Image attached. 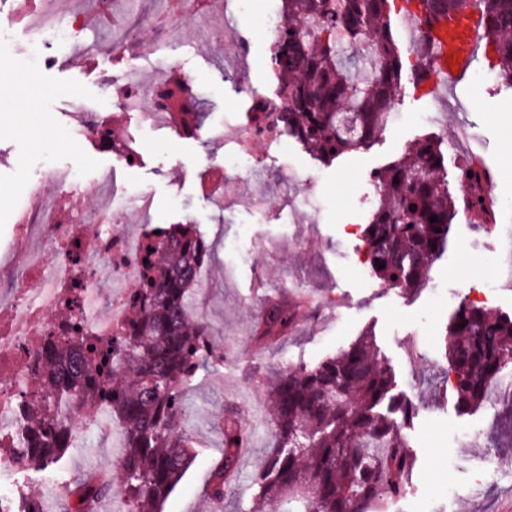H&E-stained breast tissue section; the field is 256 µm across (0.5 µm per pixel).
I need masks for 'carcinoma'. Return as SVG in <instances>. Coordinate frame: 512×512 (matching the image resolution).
I'll use <instances>...</instances> for the list:
<instances>
[{
	"label": "carcinoma",
	"mask_w": 512,
	"mask_h": 512,
	"mask_svg": "<svg viewBox=\"0 0 512 512\" xmlns=\"http://www.w3.org/2000/svg\"><path fill=\"white\" fill-rule=\"evenodd\" d=\"M423 22L403 47L394 0H283V27L268 67L286 106L254 112L260 126L291 138L325 162L366 149L387 128L401 85L404 58H413L414 85L424 94L437 71L441 19L477 10L487 31L486 58L512 82V0H405ZM169 85L167 113L174 131L190 137L204 113L195 96ZM488 170L478 160L459 167L469 191L458 198L448 184V142L424 135L408 152L375 173L379 202L362 232L365 263L389 287L420 291L433 263L450 244L458 207L492 219L482 196ZM437 216V222L430 217ZM212 247L190 221L146 234L137 302L126 325L106 343L48 338L42 376L30 413L32 448L21 466L42 470L67 451L68 425L55 419L53 398L82 405L109 403L124 433L115 484L84 480L69 492L68 512H96L99 497L116 487L126 512H162L194 459L182 428L184 388L212 361L209 328L193 318L196 273ZM384 268H378V265ZM299 303L278 295L263 305L261 341L288 335ZM448 381L463 412L485 404L490 386L512 376V318L472 302L447 327ZM274 403L276 443L254 481L248 512L268 501L280 512H389L404 498L413 458L403 429L416 408L404 394L371 335L315 364L301 363L265 379ZM246 432L234 411L224 414L223 448L210 470L209 497L223 502L238 473Z\"/></svg>",
	"instance_id": "carcinoma-1"
}]
</instances>
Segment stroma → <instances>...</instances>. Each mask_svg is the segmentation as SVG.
Here are the masks:
<instances>
[{
    "label": "stroma",
    "instance_id": "1",
    "mask_svg": "<svg viewBox=\"0 0 512 512\" xmlns=\"http://www.w3.org/2000/svg\"><path fill=\"white\" fill-rule=\"evenodd\" d=\"M269 2L251 0L244 15L225 10L203 36L196 19H185L177 34L159 36L150 46L129 44L121 55L101 39V27H87L89 54L31 73L30 91L15 77L25 65L23 56H1L0 100L10 109L0 112V245L10 242L25 188L39 179V163L46 157L77 170L86 186L107 172L118 192L147 189L151 223L174 224L187 217L212 243L195 313L209 324L219 359L198 371L185 390L183 426L194 440L195 459L163 512H235L249 505L252 478L275 443L271 421L253 419L250 410L251 402L264 398L267 373L288 362L317 363L366 331L393 367L399 390L417 407L403 430L415 466L398 512H512V427L504 406L461 412L444 383L445 327L456 309L452 298L480 291L493 280L499 230L512 225V84L496 77L482 56L457 88L442 89L436 99L420 95L411 77H404L391 107L395 121L369 148L329 164L293 141L285 147L275 138L248 142L242 131L253 94L272 98L277 92L267 66L270 43L259 27ZM235 31L249 34L239 83L224 76ZM172 60L179 74L190 77L207 114L190 138L166 123L141 132L139 110L120 105L110 90L125 69H135L149 83ZM73 94L125 135L135 136L136 167H127L123 154L100 151L93 141L76 137ZM16 105L25 108L24 117L13 113ZM426 133L447 138L449 163L483 161L492 174L496 204L487 232L458 213L450 248L429 273L437 290L410 295L384 287L369 272L360 232L376 201L371 173L400 158ZM232 146L256 160L265 177L241 194L206 199L208 167L223 162ZM288 169L303 174V181L284 184ZM260 199L266 203L261 210L255 206ZM288 291L306 300L293 331L279 341L257 343L254 328L265 299ZM228 409L236 411L246 431L248 462L224 502L214 504L207 497V480ZM491 448L499 461L486 472L482 459ZM115 469L110 441L89 432L52 468H18L11 477L22 495H36L43 512H65L68 486Z\"/></svg>",
    "mask_w": 512,
    "mask_h": 512
}]
</instances>
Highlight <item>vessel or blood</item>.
<instances>
[{"mask_svg":"<svg viewBox=\"0 0 512 512\" xmlns=\"http://www.w3.org/2000/svg\"><path fill=\"white\" fill-rule=\"evenodd\" d=\"M448 30L453 37L442 46L443 65L438 78L442 84L456 81L472 68L486 38L480 15L475 11L462 18L449 17Z\"/></svg>","mask_w":512,"mask_h":512,"instance_id":"b4317fda","label":"vessel or blood"}]
</instances>
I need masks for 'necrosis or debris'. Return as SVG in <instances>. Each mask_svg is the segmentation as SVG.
<instances>
[{"label": "necrosis or debris", "mask_w": 512, "mask_h": 512, "mask_svg": "<svg viewBox=\"0 0 512 512\" xmlns=\"http://www.w3.org/2000/svg\"><path fill=\"white\" fill-rule=\"evenodd\" d=\"M84 26L79 15L59 24L46 4L26 12L18 7L0 10V48L14 46L16 33H23L27 64L50 69L63 51L84 47ZM166 88L160 80L142 83L130 70L122 76L116 98L126 106H142L149 130L166 111ZM259 173L258 166L247 164L242 152L234 151L214 169L213 182L234 191ZM40 180L29 191L27 207L15 217L12 245L0 251V471L17 467L30 446L29 398L42 369L43 341L51 336L111 339L127 321L139 280L143 237L122 230V201L113 199L96 235L88 238L82 222L42 190L46 183L76 186L74 172L46 161ZM104 280L127 286L107 313L100 300Z\"/></svg>", "instance_id": "obj_1"}]
</instances>
